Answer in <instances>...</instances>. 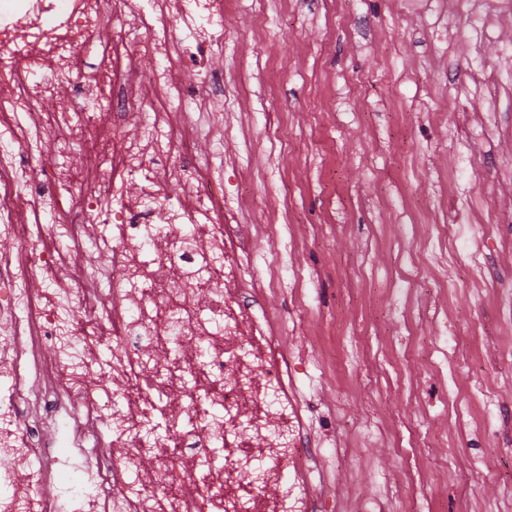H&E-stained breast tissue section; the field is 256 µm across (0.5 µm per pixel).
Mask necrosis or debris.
Masks as SVG:
<instances>
[{
  "mask_svg": "<svg viewBox=\"0 0 512 512\" xmlns=\"http://www.w3.org/2000/svg\"><path fill=\"white\" fill-rule=\"evenodd\" d=\"M194 2L198 10L187 35L168 42L155 37L152 20L134 0H0L1 47L15 42L21 25L36 26L40 32L21 58L1 57L0 72L10 75L18 99L34 98L31 119L36 130H53L87 154L91 165L81 171V178L119 198L112 210L110 263L126 272L125 278L108 281L100 268L88 265L93 227L87 218L94 202L64 200L58 207L59 222L39 235L23 224L8 225L18 251L15 257L0 259V312H12L16 306L12 282L53 280L60 267H67L65 293L83 315L69 323L68 343L90 367L99 346H108L109 390L124 402L123 409L97 411L96 421L130 433L152 417L157 399H165L171 431L143 445L153 466L143 476L132 512H314L315 493L305 483H297L290 505L261 490L262 483L279 481L284 465L295 467L307 460L311 450L300 403H282L275 397L283 386V365L273 357L277 339L262 334L240 300L244 274L229 254L234 227L225 221L224 198L209 189L202 168L171 161L191 140V128L178 115L166 113L148 148L112 139L113 129L125 119V107L148 97H167L175 88L167 74L150 83L136 81L142 55L171 50L181 57L213 39L207 25L223 14L224 0ZM107 18L113 26L139 29L140 36L132 44L113 42L106 65L83 71L67 37L75 31L94 38ZM47 66L75 74L79 88L105 100L106 109L88 113L82 124L58 112L52 96L34 92L28 84L30 74ZM120 166L150 173L161 169L166 180H150L133 195L116 183ZM168 184L192 190L193 208L206 221L192 229L172 225L169 234L157 240L149 233L157 212L153 200ZM61 235L72 240L64 258L54 247ZM140 281L145 287L138 292L134 285ZM104 292L112 300L106 310L97 304ZM57 319L55 300L34 292L25 317L13 323L0 361L22 372L15 386L0 389V411L9 414L14 425L0 447L41 458L43 483L54 493L43 497L40 512H86L84 503L61 486L72 458L85 460L88 483L103 492L123 483L134 456L116 455L109 441L83 448L84 425L78 420L68 427L67 455L29 441L28 406L93 399L83 375L71 374L62 355L49 348ZM243 423L253 429L251 439L236 438ZM256 458L268 459V467L250 470ZM27 505L23 466L1 467L0 512H25Z\"/></svg>",
  "mask_w": 512,
  "mask_h": 512,
  "instance_id": "4bbe7bcc",
  "label": "necrosis or debris"
}]
</instances>
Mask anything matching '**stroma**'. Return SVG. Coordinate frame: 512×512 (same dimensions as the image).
<instances>
[{"label":"stroma","mask_w":512,"mask_h":512,"mask_svg":"<svg viewBox=\"0 0 512 512\" xmlns=\"http://www.w3.org/2000/svg\"><path fill=\"white\" fill-rule=\"evenodd\" d=\"M221 37L129 106L187 111L224 187L265 332L294 371L329 512H512V0H230ZM65 111L100 103L38 71ZM0 160L41 138L0 84ZM24 190L14 221L57 223ZM482 224L471 238L466 227ZM486 485L464 483L472 467Z\"/></svg>","instance_id":"obj_1"}]
</instances>
